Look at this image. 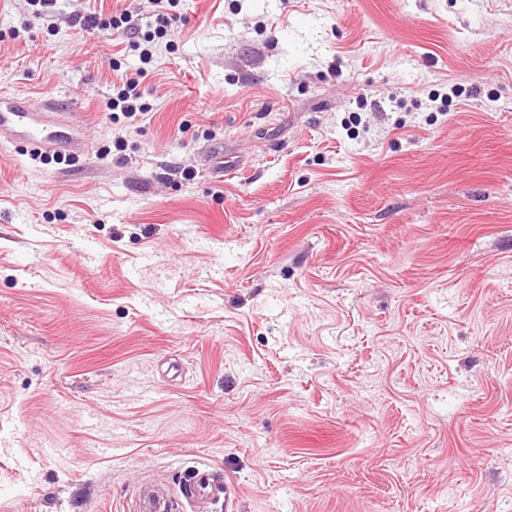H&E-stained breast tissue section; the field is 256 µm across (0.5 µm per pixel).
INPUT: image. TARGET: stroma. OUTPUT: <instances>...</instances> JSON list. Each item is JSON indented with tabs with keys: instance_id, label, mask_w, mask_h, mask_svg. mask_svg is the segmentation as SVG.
<instances>
[{
	"instance_id": "obj_1",
	"label": "stroma",
	"mask_w": 512,
	"mask_h": 512,
	"mask_svg": "<svg viewBox=\"0 0 512 512\" xmlns=\"http://www.w3.org/2000/svg\"><path fill=\"white\" fill-rule=\"evenodd\" d=\"M177 13L0 0V512H512V0ZM144 68H140L135 74L123 81L121 88L115 97L106 103V110L121 112L126 118H136L138 115H146L149 107L142 102L143 92L141 90V79L144 75ZM43 112H58L54 101H29L14 95L0 97V130L2 132L23 130L26 140L38 148L56 149L55 128L37 120ZM185 490L191 502H216L229 496V486L224 479L217 477V472L208 468L192 469L186 481Z\"/></svg>"
}]
</instances>
